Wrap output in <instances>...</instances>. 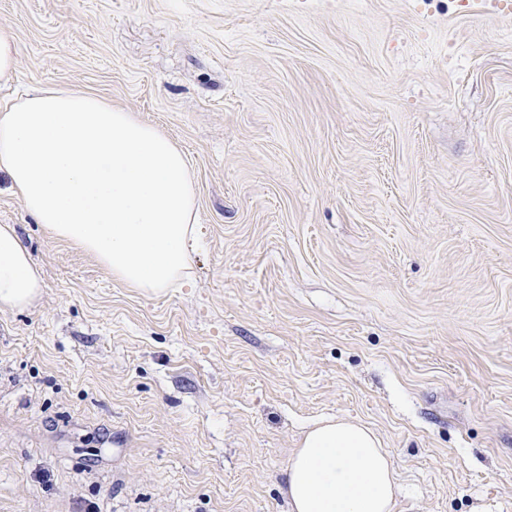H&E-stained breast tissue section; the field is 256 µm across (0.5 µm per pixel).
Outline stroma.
Instances as JSON below:
<instances>
[{"mask_svg":"<svg viewBox=\"0 0 512 512\" xmlns=\"http://www.w3.org/2000/svg\"><path fill=\"white\" fill-rule=\"evenodd\" d=\"M0 100L76 89L186 155L205 246L150 294L53 239L0 309V512H289L368 424L397 512H512V19L458 0H0ZM16 37L14 32L0 26V81H8L16 63Z\"/></svg>","mask_w":512,"mask_h":512,"instance_id":"obj_1","label":"stroma"}]
</instances>
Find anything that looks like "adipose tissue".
<instances>
[{
  "mask_svg": "<svg viewBox=\"0 0 512 512\" xmlns=\"http://www.w3.org/2000/svg\"><path fill=\"white\" fill-rule=\"evenodd\" d=\"M0 174L50 235L97 256L114 278L176 287L197 246L198 200L183 153L104 98L39 89L0 106ZM42 276L15 227L0 225V307L22 309ZM290 512H394L400 487L367 424L316 421L283 471Z\"/></svg>",
  "mask_w": 512,
  "mask_h": 512,
  "instance_id": "ef3b65f1",
  "label": "adipose tissue"
}]
</instances>
